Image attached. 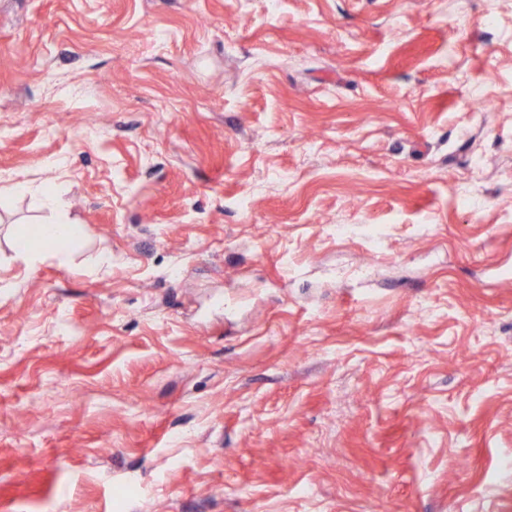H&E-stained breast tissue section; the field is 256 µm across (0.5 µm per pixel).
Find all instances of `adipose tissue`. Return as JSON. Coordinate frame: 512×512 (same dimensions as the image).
Instances as JSON below:
<instances>
[{
    "label": "adipose tissue",
    "instance_id": "1",
    "mask_svg": "<svg viewBox=\"0 0 512 512\" xmlns=\"http://www.w3.org/2000/svg\"><path fill=\"white\" fill-rule=\"evenodd\" d=\"M42 197L45 205L58 212L57 220L35 225L33 229H20L13 237V250L17 261L31 266L43 255L49 254L59 262H67L72 243L80 236L81 226L67 219L66 202L51 188L44 189Z\"/></svg>",
    "mask_w": 512,
    "mask_h": 512
}]
</instances>
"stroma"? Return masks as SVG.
<instances>
[{
    "label": "stroma",
    "instance_id": "obj_1",
    "mask_svg": "<svg viewBox=\"0 0 512 512\" xmlns=\"http://www.w3.org/2000/svg\"><path fill=\"white\" fill-rule=\"evenodd\" d=\"M0 512H512V0H0ZM44 204L61 217L57 220L37 224L30 231L21 228L13 237L15 259L25 266L34 265L45 254H50L60 263L68 261L72 243L83 232L79 224H74L65 216L67 204L52 188L42 191Z\"/></svg>",
    "mask_w": 512,
    "mask_h": 512
}]
</instances>
